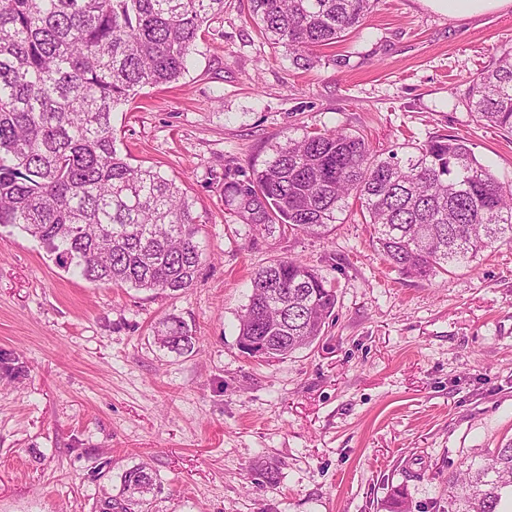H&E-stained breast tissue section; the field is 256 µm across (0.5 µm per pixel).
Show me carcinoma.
Segmentation results:
<instances>
[{"instance_id": "obj_1", "label": "carcinoma", "mask_w": 512, "mask_h": 512, "mask_svg": "<svg viewBox=\"0 0 512 512\" xmlns=\"http://www.w3.org/2000/svg\"><path fill=\"white\" fill-rule=\"evenodd\" d=\"M376 0H247L248 20L297 69L344 42ZM224 15V0H0V226L39 241L60 266L90 282L178 292L205 256L194 202L153 167L116 147L112 112L146 85L185 73L196 43ZM466 105L512 135V50L470 81ZM359 207L390 268L429 279L512 244V185L467 140L436 134L382 156L342 129L288 136L245 173L224 164V209L255 232L324 235ZM336 291L307 264L279 258L255 272L239 315L238 345L265 337V356L306 349L334 321ZM159 346L193 349L188 325L158 323ZM258 483L277 482L267 461ZM161 492L143 465L120 475L95 512H149ZM512 499V439L448 476L447 512H500Z\"/></svg>"}]
</instances>
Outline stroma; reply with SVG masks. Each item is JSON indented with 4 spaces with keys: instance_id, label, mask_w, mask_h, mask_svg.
Instances as JSON below:
<instances>
[{
    "instance_id": "35a3bbf8",
    "label": "stroma",
    "mask_w": 512,
    "mask_h": 512,
    "mask_svg": "<svg viewBox=\"0 0 512 512\" xmlns=\"http://www.w3.org/2000/svg\"><path fill=\"white\" fill-rule=\"evenodd\" d=\"M224 0L175 82L112 114L131 164L157 167L195 202L206 260L191 288L94 284L0 226V512H92L122 472L162 481L153 512H443L449 474L512 439V246L445 278L389 269L359 215L328 235L255 234L224 211L226 161L248 169L273 144L341 128L377 153L436 133L466 138L512 181V139L465 104L472 77L512 48V7L469 17L425 0H377L359 32L295 69ZM280 257L336 289V318L284 359L243 354L251 278ZM176 316L192 351L154 339ZM278 468L256 483V461Z\"/></svg>"
}]
</instances>
